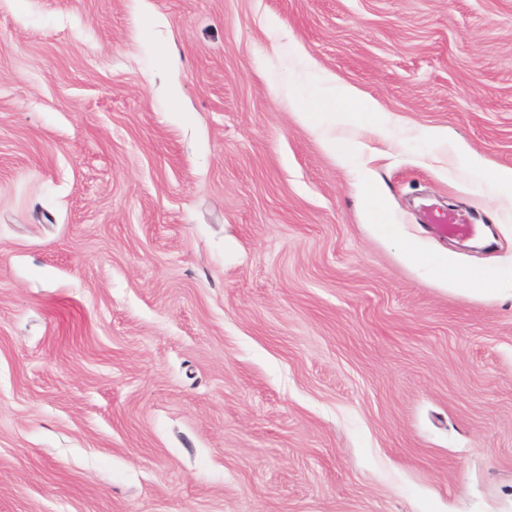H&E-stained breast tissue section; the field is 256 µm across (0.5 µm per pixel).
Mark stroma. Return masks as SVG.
<instances>
[{"label":"stroma","instance_id":"35a3bbf8","mask_svg":"<svg viewBox=\"0 0 512 512\" xmlns=\"http://www.w3.org/2000/svg\"><path fill=\"white\" fill-rule=\"evenodd\" d=\"M433 128L512 169V0H0V512H512V213ZM358 100V92L353 87L331 79H323L318 94L312 100H303L296 95L288 94V103L292 111L307 124L324 148L342 164L348 163L357 154L358 142L336 136L331 127L359 125L381 134L390 121L373 101H365L360 104L357 112H350L348 105ZM433 222L439 233L444 235H471L477 231L474 224H467L455 214H440L433 217ZM437 272L440 277L447 280L451 284H462L468 292H487L491 290L490 286L493 283V275L489 270H480L479 273L469 275L461 279L457 274L454 264L448 262V265H442L438 268Z\"/></svg>","mask_w":512,"mask_h":512}]
</instances>
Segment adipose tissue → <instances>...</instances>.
Masks as SVG:
<instances>
[{
  "label": "adipose tissue",
  "mask_w": 512,
  "mask_h": 512,
  "mask_svg": "<svg viewBox=\"0 0 512 512\" xmlns=\"http://www.w3.org/2000/svg\"><path fill=\"white\" fill-rule=\"evenodd\" d=\"M355 101L359 102L358 93L353 87L331 79L322 81L314 99L303 100L293 94L288 97L292 111L307 124L324 148L343 164L356 155L358 143L337 136L336 128L359 125L380 133L389 122L388 116L373 101L359 102L358 111H349V104ZM432 137L440 146L446 147L449 162L464 159L468 183L481 196L505 202L512 207L511 169L487 177L484 160L465 145L449 142L446 132L442 130L433 132Z\"/></svg>",
  "instance_id": "1"
}]
</instances>
